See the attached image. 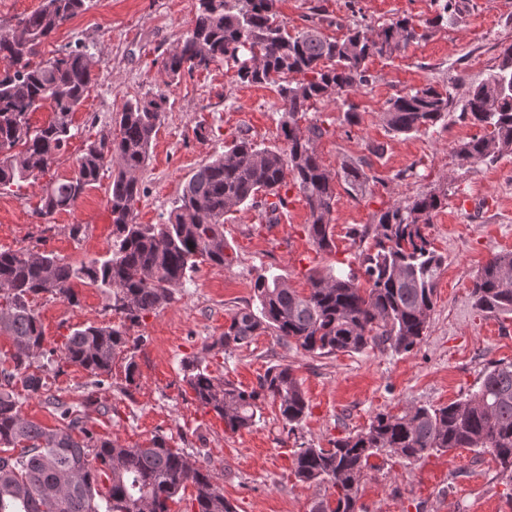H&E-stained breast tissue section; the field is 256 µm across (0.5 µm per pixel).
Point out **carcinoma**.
<instances>
[{
	"label": "carcinoma",
	"mask_w": 512,
	"mask_h": 512,
	"mask_svg": "<svg viewBox=\"0 0 512 512\" xmlns=\"http://www.w3.org/2000/svg\"><path fill=\"white\" fill-rule=\"evenodd\" d=\"M86 0H42L40 7L0 31V58L12 69L0 74V191L46 174L73 137L72 117L93 81L87 46L76 42L62 56L32 64L38 48L85 10ZM277 0H198L189 36L167 50L162 65L177 81L184 74L218 64L235 69L243 83L282 79L278 94L284 116V146H261L244 134L189 178L166 221L139 224L135 204L145 194L141 174L165 116L164 93L128 101L107 130L89 142L69 179L49 183L35 206L46 219L70 209L101 172L113 168L108 203L112 249L75 266L51 251H0V332L14 351L0 361V512H170L192 485V512H234L215 476L189 456L169 447L162 435L145 445L126 446L91 430L78 410L49 393L47 374L61 364L83 368L101 388L112 362L127 343L125 325L76 327L61 348L44 346L45 337L31 299L40 294L76 302L73 284L105 288L112 310L131 322L176 300L200 265L230 264L224 242V215L242 205L260 211L270 223L288 207V182L302 195L305 232L318 252L334 247L336 180L355 195L370 177L353 164L333 173L325 168L317 142L326 133L318 122H298L321 102L371 81L366 61L404 52L425 38L421 28L438 27L461 13L458 0H442L425 25L410 17L376 29L355 25L331 39L315 25L289 34L279 20ZM300 79L289 82L284 76ZM48 105L53 118L32 127L29 115ZM449 92L434 87L411 90L387 103L384 121L394 134L427 130L448 114ZM459 119L482 130L456 145L459 160L492 164L512 154V45L502 51L499 71L471 89ZM442 206L436 193L395 201L375 215L374 224L350 230L353 239H372L356 256L358 268L313 271L308 292L280 276L257 275L256 307L229 315L224 332L203 346L205 354L231 353L271 329L283 341L313 355L361 352L368 348L408 352L423 340L435 305L443 255L424 229ZM471 295L482 312L512 315V252L490 258L474 277ZM41 357L45 363L34 365ZM182 381L194 400L236 433L262 417V404H278L280 418L293 432L306 418L309 400L289 365L267 368L258 388L245 390L218 378L205 360L181 362ZM40 397L58 414L59 424L43 427L26 418L21 394ZM470 448L490 453L512 480V363H495L477 390L439 407H411L400 415L378 413L368 427L332 442L330 448L301 446L293 452L294 475L306 485L333 490L335 499H315L309 512H360L359 490L380 452L414 463L433 452Z\"/></svg>",
	"instance_id": "obj_1"
}]
</instances>
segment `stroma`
I'll return each instance as SVG.
<instances>
[{
	"mask_svg": "<svg viewBox=\"0 0 512 512\" xmlns=\"http://www.w3.org/2000/svg\"><path fill=\"white\" fill-rule=\"evenodd\" d=\"M196 8L197 0H87L85 11L40 47L38 57L45 60L65 53L75 40L85 41L96 77L50 178L74 175L90 127L109 128L126 101L160 91L169 103L142 175L146 193L136 205L138 223H162L192 174L223 153L238 133L263 146L281 145L283 103L276 84L240 83L223 65L170 82L162 54L189 35ZM278 10L288 31L315 23L324 36L339 38L355 21L376 28L403 16L433 17L437 7L433 0H279ZM508 44L512 0H470L456 21L429 29L405 52L370 58L369 85L309 113L326 130L317 143L323 165L336 172L343 163L365 160L373 177L358 196L337 183L335 249L319 253L309 242L303 230L307 208L297 190L289 191L288 208L275 224L266 223L257 209L239 207L224 223L231 264L200 266L178 300L128 325L129 341L112 365V386L99 393L109 414H102L100 405L85 404L91 377L79 366L63 365L49 379L52 390L78 406L89 428L121 444L167 437L171 447L214 473L236 512H308L324 490L297 482L293 448L302 443L326 448L367 426L376 414L446 405L476 390L491 364L512 362V316L483 313L471 296L477 271L493 255L512 251V154L492 165L472 166L453 149L478 134L457 111L472 85L497 72L500 48ZM428 86L450 92L454 111L419 133L389 132L383 121L388 101ZM349 103L359 112V124L344 120ZM200 126L206 139L195 135ZM374 144L383 145L382 156L370 155ZM110 182V175H102L71 209L45 220L33 213L40 186L27 187L20 196L0 193V250H47L74 264L105 256L112 246ZM428 192L445 197L427 234L446 261L429 327L413 350L314 356L268 331L249 346L210 360L214 375L246 390L257 387L267 368L291 366L310 403L292 436L276 405L265 404L251 429L231 433L186 392L182 360L199 354L203 344L223 333L232 312L251 303L258 273L307 289L310 269L339 267L360 250L350 229L372 224L389 203ZM75 224L83 227L76 237L70 233ZM74 288L77 303L46 294L32 303L47 347L61 346L75 327L121 321L111 294L80 282ZM131 361L136 373L129 382ZM370 463L360 490L363 512H512V480L491 454L457 448L412 465L383 455Z\"/></svg>",
	"mask_w": 512,
	"mask_h": 512,
	"instance_id": "1",
	"label": "stroma"
}]
</instances>
